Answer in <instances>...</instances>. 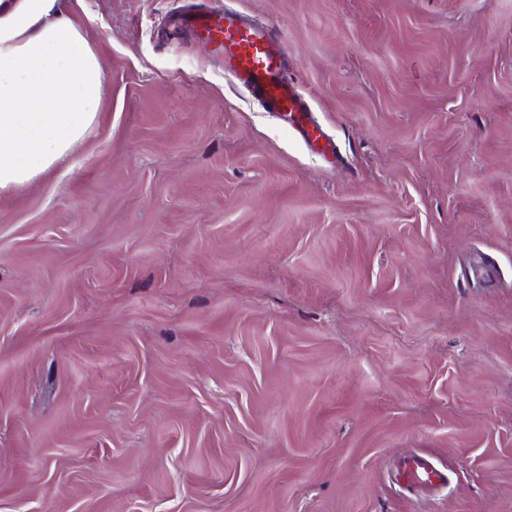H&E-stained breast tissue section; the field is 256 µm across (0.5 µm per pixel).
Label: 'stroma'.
<instances>
[{"label": "stroma", "mask_w": 512, "mask_h": 512, "mask_svg": "<svg viewBox=\"0 0 512 512\" xmlns=\"http://www.w3.org/2000/svg\"><path fill=\"white\" fill-rule=\"evenodd\" d=\"M67 4L106 94L0 194V512H512V0ZM193 5L276 29L336 156ZM400 476L409 485L429 484L442 486L447 482L445 473L435 469L423 457L408 459L400 472Z\"/></svg>", "instance_id": "obj_1"}]
</instances>
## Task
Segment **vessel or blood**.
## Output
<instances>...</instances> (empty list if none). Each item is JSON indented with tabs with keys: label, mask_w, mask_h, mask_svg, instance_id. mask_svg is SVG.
Masks as SVG:
<instances>
[{
	"label": "vessel or blood",
	"mask_w": 512,
	"mask_h": 512,
	"mask_svg": "<svg viewBox=\"0 0 512 512\" xmlns=\"http://www.w3.org/2000/svg\"><path fill=\"white\" fill-rule=\"evenodd\" d=\"M182 22L199 38L215 45L236 79L249 88L267 111L287 114L289 126L309 148L335 154V143L284 75L286 48L274 28L230 9L217 15L207 10L188 11ZM400 476L410 485L441 486L447 481L445 473L422 457L408 459Z\"/></svg>",
	"instance_id": "b4317fda"
}]
</instances>
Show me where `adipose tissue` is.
Masks as SVG:
<instances>
[{
  "instance_id": "ef3b65f1",
  "label": "adipose tissue",
  "mask_w": 512,
  "mask_h": 512,
  "mask_svg": "<svg viewBox=\"0 0 512 512\" xmlns=\"http://www.w3.org/2000/svg\"><path fill=\"white\" fill-rule=\"evenodd\" d=\"M104 93L103 64L64 0H0V194L65 162Z\"/></svg>"
}]
</instances>
